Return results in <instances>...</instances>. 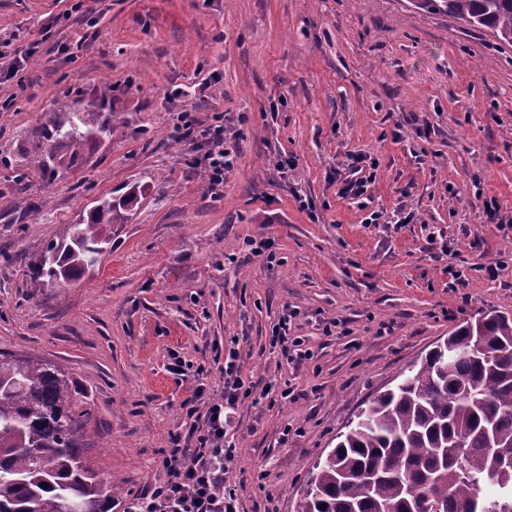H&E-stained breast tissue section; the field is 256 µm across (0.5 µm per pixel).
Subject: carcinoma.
Segmentation results:
<instances>
[{
    "mask_svg": "<svg viewBox=\"0 0 512 512\" xmlns=\"http://www.w3.org/2000/svg\"><path fill=\"white\" fill-rule=\"evenodd\" d=\"M465 30L512 48V0H410ZM112 136L97 112L50 113L34 129L16 178L52 181L83 164L91 137ZM96 201L87 220L65 224L31 268L42 283L94 266L112 225L137 203ZM458 358L448 363V354ZM69 374L39 357L0 353V512H112V485L88 463V413ZM324 460L296 512H512V319L482 312L409 364L393 388L366 401ZM465 450L464 467L456 458Z\"/></svg>",
    "mask_w": 512,
    "mask_h": 512,
    "instance_id": "obj_1",
    "label": "carcinoma"
}]
</instances>
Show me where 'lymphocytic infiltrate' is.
<instances>
[{"mask_svg": "<svg viewBox=\"0 0 512 512\" xmlns=\"http://www.w3.org/2000/svg\"><path fill=\"white\" fill-rule=\"evenodd\" d=\"M200 136L202 145L188 158L192 168L202 169L213 195L224 187V172L232 164V150L224 138V116L213 113L207 126H200L189 112L178 113L172 136L185 141ZM272 385H258L246 375L236 354L224 361V386L219 397L198 389L204 414H194L186 427L185 447L164 456L158 469L160 478L146 488L127 507L126 512H238L233 494L224 490V477L237 460L235 448L226 446L230 415L236 404L250 396L267 398Z\"/></svg>", "mask_w": 512, "mask_h": 512, "instance_id": "1", "label": "lymphocytic infiltrate"}]
</instances>
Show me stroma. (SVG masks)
<instances>
[{"instance_id": "1", "label": "stroma", "mask_w": 512, "mask_h": 512, "mask_svg": "<svg viewBox=\"0 0 512 512\" xmlns=\"http://www.w3.org/2000/svg\"><path fill=\"white\" fill-rule=\"evenodd\" d=\"M63 8L0 0V43L37 48L25 89L0 82V352L69 372L114 512L158 477L188 399L221 392L236 352L245 374L294 393L236 406L226 485L239 512H295L366 400L478 313L512 317V265L485 271L512 253V50L409 0H100L92 19L61 22ZM56 109L103 110L114 133L53 182H15L30 130ZM184 111L224 115L236 157L221 195L170 135ZM359 156L377 164L368 210L416 222L365 223L340 195L336 174ZM135 184L144 193L94 267L62 285L30 279L61 225ZM250 237L272 242L274 263ZM451 266L465 272L454 289ZM291 310L313 353L300 364L270 345ZM177 359L185 374L170 372Z\"/></svg>"}]
</instances>
